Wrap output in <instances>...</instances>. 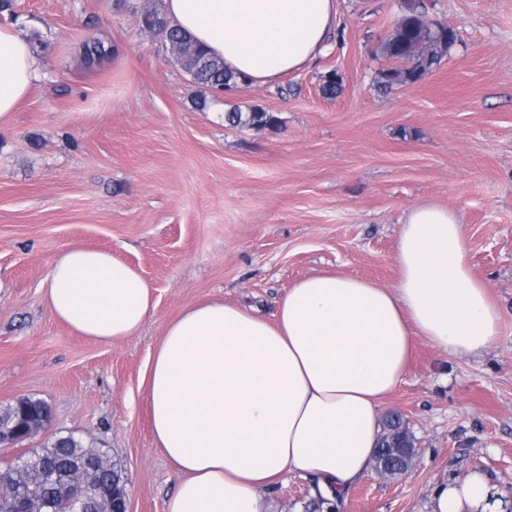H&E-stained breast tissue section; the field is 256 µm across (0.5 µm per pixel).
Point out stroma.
Masks as SVG:
<instances>
[{
  "label": "stroma",
  "instance_id": "1",
  "mask_svg": "<svg viewBox=\"0 0 512 512\" xmlns=\"http://www.w3.org/2000/svg\"><path fill=\"white\" fill-rule=\"evenodd\" d=\"M400 0H339L333 47L271 87L195 104V86L141 33L123 0H12L0 12L30 39L40 80L0 132V408L46 401L47 432L106 450L131 512H163L178 476L156 448L144 376L167 323L200 301L271 318L299 279L323 271L392 287L403 213L461 214L475 274L502 312L476 356L418 339L382 403L416 439L412 469L368 475L341 512H432L441 480L480 472L512 507V0H422L457 42L422 81L376 87L378 48ZM118 52L85 68L87 35ZM336 74L340 93L321 91ZM257 106L275 125L225 126ZM80 244L135 266L156 308L140 336L71 333L43 298L52 262ZM310 482L282 476L270 512H303Z\"/></svg>",
  "mask_w": 512,
  "mask_h": 512
}]
</instances>
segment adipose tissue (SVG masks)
<instances>
[{
  "label": "adipose tissue",
  "mask_w": 512,
  "mask_h": 512,
  "mask_svg": "<svg viewBox=\"0 0 512 512\" xmlns=\"http://www.w3.org/2000/svg\"><path fill=\"white\" fill-rule=\"evenodd\" d=\"M337 0H165L170 22L242 81L278 84L323 55ZM40 80L30 41L0 24V129ZM393 287L318 272L295 282L273 319L204 301L167 326L147 376L154 443L178 474L164 512H264L286 473L341 507L371 470L379 408L403 382L423 337L477 355L502 314L468 260L461 215L422 203L405 212ZM44 297L71 332L100 342L140 335L155 309L141 273L75 245L57 257ZM433 512H494L481 474L441 482Z\"/></svg>",
  "instance_id": "obj_1"
}]
</instances>
